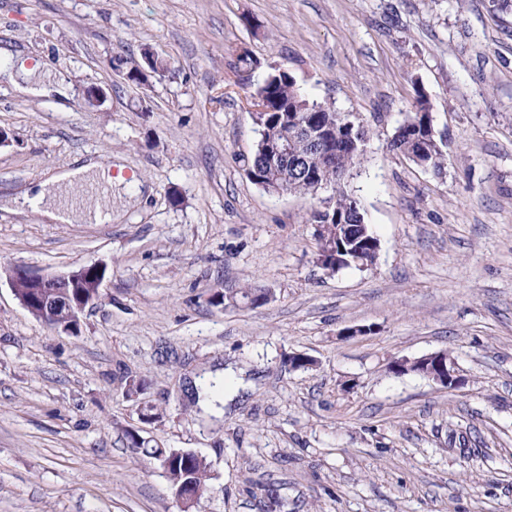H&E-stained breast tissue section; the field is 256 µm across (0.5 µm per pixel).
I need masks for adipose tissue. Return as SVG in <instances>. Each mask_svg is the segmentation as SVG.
Listing matches in <instances>:
<instances>
[{"label":"adipose tissue","instance_id":"obj_1","mask_svg":"<svg viewBox=\"0 0 512 512\" xmlns=\"http://www.w3.org/2000/svg\"><path fill=\"white\" fill-rule=\"evenodd\" d=\"M13 59L10 67L0 68V81H6L23 93L39 94L50 79L48 65L38 61L27 64L25 57H13L11 51L0 54ZM110 171L101 169L95 161L76 163L75 166L53 175L33 195L31 202L43 208L46 216L54 221L73 224L93 221L104 223L112 219V207L107 196L92 195L95 187L111 188Z\"/></svg>","mask_w":512,"mask_h":512}]
</instances>
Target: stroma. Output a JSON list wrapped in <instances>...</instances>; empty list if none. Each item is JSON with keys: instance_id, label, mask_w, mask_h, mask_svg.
I'll return each mask as SVG.
<instances>
[{"instance_id": "stroma-1", "label": "stroma", "mask_w": 512, "mask_h": 512, "mask_svg": "<svg viewBox=\"0 0 512 512\" xmlns=\"http://www.w3.org/2000/svg\"><path fill=\"white\" fill-rule=\"evenodd\" d=\"M7 44L67 95L0 85V271H107L76 335L0 280V512H181L130 430L210 462L195 512H512V0H0ZM147 49L164 77L111 63ZM272 65L371 131L344 185L380 240L372 266L317 264L326 191L246 174ZM420 90L440 175L389 147ZM78 157L121 172L111 223L16 210ZM252 284L272 301L213 302ZM436 351L459 387L391 368ZM129 376L147 390L127 396ZM204 377L234 382L218 413L190 397Z\"/></svg>"}]
</instances>
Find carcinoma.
<instances>
[{
	"instance_id": "obj_1",
	"label": "carcinoma",
	"mask_w": 512,
	"mask_h": 512,
	"mask_svg": "<svg viewBox=\"0 0 512 512\" xmlns=\"http://www.w3.org/2000/svg\"><path fill=\"white\" fill-rule=\"evenodd\" d=\"M251 106L258 111L265 140L257 141L247 160V174L254 175L253 183L269 193L282 191L289 195L317 194L315 182L307 176L308 169L318 172L332 188L331 209L319 206L310 213L312 224L324 226L325 237L335 244L339 256L336 269L362 268L374 263L376 256L369 253V242L377 240L357 198L343 185L345 176L361 165L367 152L370 130L356 118L345 116L335 109L309 101L297 86L294 76L286 67H275L252 95ZM306 116L326 127L325 144L321 150H312L300 141L291 173L284 164L273 159L268 143L293 135V119ZM390 148L415 162L422 160L425 167L440 173L445 168L447 153L410 132L399 135ZM129 447L142 451L158 462L175 456L177 463L168 470L171 489L183 485L193 486L197 498L209 490L211 464L192 451L147 447V442L136 432L127 433Z\"/></svg>"
}]
</instances>
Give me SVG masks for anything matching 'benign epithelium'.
<instances>
[{
    "label": "benign epithelium",
    "instance_id": "benign-epithelium-1",
    "mask_svg": "<svg viewBox=\"0 0 512 512\" xmlns=\"http://www.w3.org/2000/svg\"><path fill=\"white\" fill-rule=\"evenodd\" d=\"M295 135L309 143L321 141L322 130L316 123L297 120ZM106 266L99 262L82 265L62 273L41 274L14 266L7 271V280L20 304L37 320L65 333H75L85 310L100 295ZM420 366V372L447 388L458 386L460 378L454 363L444 351H436L415 360L393 362L392 369L401 374L410 367Z\"/></svg>",
    "mask_w": 512,
    "mask_h": 512
}]
</instances>
